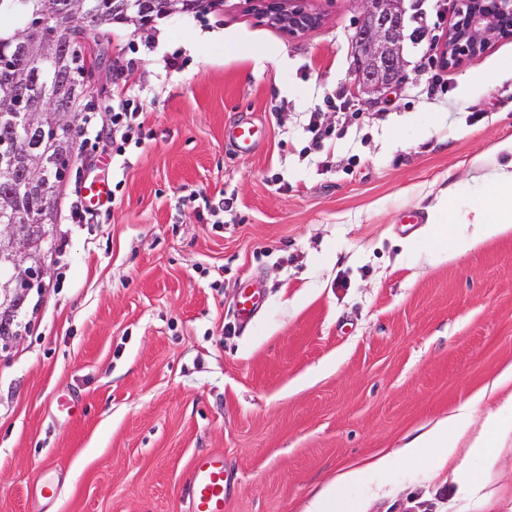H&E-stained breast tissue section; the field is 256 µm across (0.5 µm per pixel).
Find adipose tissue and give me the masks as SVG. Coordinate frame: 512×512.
<instances>
[{
  "mask_svg": "<svg viewBox=\"0 0 512 512\" xmlns=\"http://www.w3.org/2000/svg\"><path fill=\"white\" fill-rule=\"evenodd\" d=\"M489 183L491 204L476 209L474 231L470 236L459 238L458 252H465L485 239L512 231V163L495 173ZM501 389L507 392L502 409L512 411V363L503 368L491 386L475 392L448 416L436 420L429 428L406 441L396 455L380 453L367 462L343 467L333 484L324 486L315 494L305 512H356L352 501L342 495V488L357 483L367 473L390 472L397 458L420 461L433 456L446 464L453 462L461 453L469 458L487 455L493 440L507 431L500 416L501 409L489 411L482 432L474 437L469 434L471 417L477 407Z\"/></svg>",
  "mask_w": 512,
  "mask_h": 512,
  "instance_id": "1",
  "label": "adipose tissue"
}]
</instances>
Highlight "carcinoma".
<instances>
[{
    "instance_id": "obj_1",
    "label": "carcinoma",
    "mask_w": 512,
    "mask_h": 512,
    "mask_svg": "<svg viewBox=\"0 0 512 512\" xmlns=\"http://www.w3.org/2000/svg\"><path fill=\"white\" fill-rule=\"evenodd\" d=\"M85 17V25L66 24L71 14ZM138 14L142 22L154 16H167L165 0H0V107L15 89L32 104L46 126L55 121V113L68 112L77 119V102L93 73L107 62L109 33L104 28L115 19ZM93 36L95 48L86 50L87 36ZM62 48L56 67L38 57L47 39ZM25 147L11 160L0 146V224H15L26 238L46 243L45 225L53 223L56 194L64 180L76 142L71 129L57 132L28 133L7 117H0V143L14 138ZM48 155L47 180L32 190L24 179L28 158ZM21 300L0 307V336H15L11 314Z\"/></svg>"
}]
</instances>
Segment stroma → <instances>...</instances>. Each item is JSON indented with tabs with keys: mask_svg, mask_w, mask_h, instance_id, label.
Returning <instances> with one entry per match:
<instances>
[{
	"mask_svg": "<svg viewBox=\"0 0 512 512\" xmlns=\"http://www.w3.org/2000/svg\"><path fill=\"white\" fill-rule=\"evenodd\" d=\"M305 6L320 23L294 37L248 0L113 25L84 102L134 91L142 143L115 158L82 141L68 165L49 273L0 346V512H186L190 463L214 450L235 476L228 512H302L339 468L395 452L512 362V233L460 255L424 233L442 196L489 205L512 161V36L442 67L430 46L453 0H418L407 77L368 101L356 0ZM313 112L332 131L318 145ZM243 121L242 153L225 132ZM96 174L112 199L72 223ZM193 192L228 199L222 223ZM245 282L263 304L244 327ZM467 466L473 497L427 461L345 493L359 512H512V434ZM50 477L56 500L34 497Z\"/></svg>",
	"mask_w": 512,
	"mask_h": 512,
	"instance_id": "stroma-1",
	"label": "stroma"
}]
</instances>
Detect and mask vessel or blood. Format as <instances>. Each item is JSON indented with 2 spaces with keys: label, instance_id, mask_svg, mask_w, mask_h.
Instances as JSON below:
<instances>
[{
  "label": "vessel or blood",
  "instance_id": "b4317fda",
  "mask_svg": "<svg viewBox=\"0 0 512 512\" xmlns=\"http://www.w3.org/2000/svg\"><path fill=\"white\" fill-rule=\"evenodd\" d=\"M227 497L223 453L212 451L196 455L185 484L187 512H226Z\"/></svg>",
  "mask_w": 512,
  "mask_h": 512
}]
</instances>
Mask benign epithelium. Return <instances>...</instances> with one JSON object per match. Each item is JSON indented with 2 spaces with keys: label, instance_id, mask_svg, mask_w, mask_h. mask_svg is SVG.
<instances>
[{
  "label": "benign epithelium",
  "instance_id": "benign-epithelium-1",
  "mask_svg": "<svg viewBox=\"0 0 512 512\" xmlns=\"http://www.w3.org/2000/svg\"><path fill=\"white\" fill-rule=\"evenodd\" d=\"M260 17L281 26L292 35L305 32L320 21L301 0H261ZM359 17L354 37V76L359 92L369 98L406 78L404 57L406 0H356ZM458 21L446 40L435 47L440 62L450 66L481 53L499 37L508 36L512 22V0H457ZM41 243L24 240L11 224L0 225V263L4 278L0 292L19 294L31 277L46 275L39 257Z\"/></svg>",
  "mask_w": 512,
  "mask_h": 512
}]
</instances>
